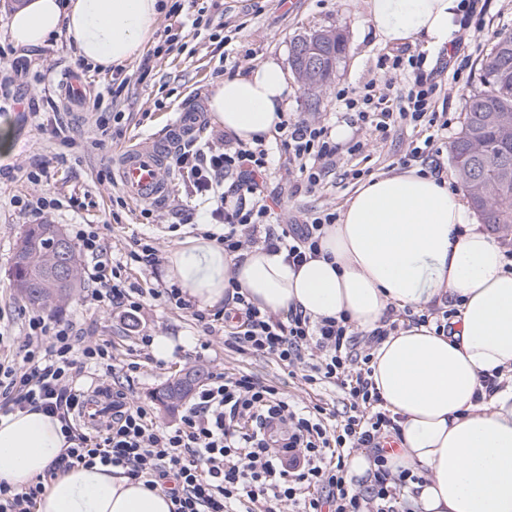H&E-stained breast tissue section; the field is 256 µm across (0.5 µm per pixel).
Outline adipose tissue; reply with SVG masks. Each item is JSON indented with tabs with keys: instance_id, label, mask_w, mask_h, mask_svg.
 Returning a JSON list of instances; mask_svg holds the SVG:
<instances>
[{
	"instance_id": "ef3b65f1",
	"label": "adipose tissue",
	"mask_w": 512,
	"mask_h": 512,
	"mask_svg": "<svg viewBox=\"0 0 512 512\" xmlns=\"http://www.w3.org/2000/svg\"><path fill=\"white\" fill-rule=\"evenodd\" d=\"M160 0H19L7 18L16 48L64 36L100 73L133 60L154 32ZM378 42L447 47L459 0H365ZM213 123L245 142L269 139L288 109V76L274 60L215 82ZM321 254L293 268L261 247L235 258L204 235L164 263L167 283L201 309L224 303L229 279L261 311L299 307L311 319L348 315L368 333L388 308H455L451 335L407 324L372 351L371 379L396 418L392 468L415 475L414 512H512V270L498 237L478 224L461 190L412 167L363 182L320 240ZM502 388L486 392L482 378ZM68 443L58 417L33 408L0 416V482L28 486ZM172 502L123 469L76 466L59 474L36 512H171Z\"/></svg>"
}]
</instances>
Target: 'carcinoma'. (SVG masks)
<instances>
[{
	"mask_svg": "<svg viewBox=\"0 0 512 512\" xmlns=\"http://www.w3.org/2000/svg\"><path fill=\"white\" fill-rule=\"evenodd\" d=\"M317 45L321 61L316 73L317 91L331 81L346 52V39L337 30H316L293 40V64L300 62L306 48ZM480 88L467 99L459 136L451 146L452 160L461 185L479 215L489 212L491 231L507 241L512 232V131L484 122L487 112H500L512 122V30L497 33L480 67ZM55 225L31 224L20 239L10 276L17 293L27 302L47 307L69 297L81 287L74 276L58 285L43 269L44 256L56 247ZM190 394L186 376L169 382L158 392L157 400L174 409Z\"/></svg>",
	"mask_w": 512,
	"mask_h": 512,
	"instance_id": "1",
	"label": "carcinoma"
}]
</instances>
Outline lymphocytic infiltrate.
I'll return each mask as SVG.
<instances>
[{
  "label": "lymphocytic infiltrate",
  "mask_w": 512,
  "mask_h": 512,
  "mask_svg": "<svg viewBox=\"0 0 512 512\" xmlns=\"http://www.w3.org/2000/svg\"><path fill=\"white\" fill-rule=\"evenodd\" d=\"M392 80L368 84L366 91L347 99L360 133L341 144L325 124L282 118L276 145L298 169L292 194L312 193L323 184L336 154L363 153L370 139L412 128L416 134L403 166L423 162L430 173L443 172L445 135L452 124L445 103L450 95L426 69L423 56L399 51L390 59ZM45 131L62 150L54 161L35 159L20 168L21 178L35 184L53 179L55 164L64 163L75 139L62 118L43 120ZM272 154L265 141L243 142L225 134L214 142L184 143L170 168L206 204L212 223L222 225L218 240L225 253L246 246L285 251L293 264L320 254L326 225L336 223L335 210L316 211L302 222L284 226L275 220L279 194L268 191ZM72 235L85 263L96 301L138 320L147 298L164 299L192 313L206 334L220 331L224 343L240 354L273 359L291 368L308 386L334 385L347 400L343 417L318 403L290 399L273 381L238 370L210 378L191 397L178 423L160 426L148 406L119 402L112 423L102 433L77 432L70 420L82 395L81 377L99 372L117 375L107 345L81 337L74 322L36 315L28 320L27 340L15 358L0 360V411L35 407L56 415L71 448L45 476L19 490L0 483V512H34L48 479L79 465L100 463L144 479L147 487L169 494L173 512H241L245 504H261L263 512H401L399 494L408 471L392 473L379 452V441L398 432L394 418L370 379L371 356L359 351L354 329L346 318L312 320L289 308L286 317L261 312L241 288L226 296L222 310L206 314L181 296L178 288H142L121 278L104 235L98 229L76 227ZM452 313L436 307L422 312L388 309L371 333L380 343L405 322L448 329ZM374 449V480L366 489L349 475L354 450Z\"/></svg>",
  "instance_id": "f902f5d3"
}]
</instances>
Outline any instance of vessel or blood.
<instances>
[{"instance_id": "obj_1", "label": "vessel or blood", "mask_w": 512, "mask_h": 512, "mask_svg": "<svg viewBox=\"0 0 512 512\" xmlns=\"http://www.w3.org/2000/svg\"><path fill=\"white\" fill-rule=\"evenodd\" d=\"M197 109H189L168 124L165 133L122 150L117 175L127 196L138 204L161 205L169 195V183L163 176L171 151L198 128ZM81 417L92 426L105 424L112 416V394L100 389L97 397L83 399Z\"/></svg>"}]
</instances>
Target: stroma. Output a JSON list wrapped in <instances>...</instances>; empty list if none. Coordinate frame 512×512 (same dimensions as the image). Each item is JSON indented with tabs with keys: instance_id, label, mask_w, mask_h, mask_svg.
I'll list each match as a JSON object with an SVG mask.
<instances>
[{
	"instance_id": "1",
	"label": "stroma",
	"mask_w": 512,
	"mask_h": 512,
	"mask_svg": "<svg viewBox=\"0 0 512 512\" xmlns=\"http://www.w3.org/2000/svg\"><path fill=\"white\" fill-rule=\"evenodd\" d=\"M489 10L482 43L472 54L468 90L479 86L477 69L488 53L495 35L512 29V0H488ZM199 35L191 39L181 53L154 60L148 75H141L139 60L123 64L129 84L120 97L106 90L110 74L85 72L64 37H56L42 48L27 51L31 62L27 74L16 76L13 89L18 104L0 112V127L13 132L9 151L0 152V323L7 325L15 345H22L30 317L43 314L63 321H74L83 328L87 340L107 344L117 364L137 363L129 386L128 402L148 405L157 422L170 426L177 422L179 410L165 409L156 399L157 392L168 381L193 368L206 373L246 369L281 386L299 401L323 399L332 413L343 415L344 395L340 389L326 386L310 390L291 378L287 368L275 361L251 354H239L224 346L223 333L205 336L201 323L190 313L166 305L163 300H148L144 310L143 329L135 331L132 322H122L111 311L94 300L91 288H81L65 302L46 308L30 305L14 291L10 280L15 246L32 219L12 203L13 197H35L39 186L8 176L9 167L25 165L37 156L51 159L60 152L58 141L41 131L29 114L30 104L41 111L58 113L74 128L76 134L90 135L96 118L89 112L88 101L100 100L103 108L122 112V133L114 137L113 149H120L132 139L159 136L171 120L189 105L206 106L209 89L217 79L218 70L245 74L268 60L291 69V45L300 35L321 29H336L347 39L346 54L331 82L311 104L298 79H291L288 113L331 127L346 128L355 133L351 113L337 98L339 89L355 95L368 83L380 84L390 73L381 61L390 54V47L379 44L367 21L362 0H210L208 11L200 18ZM75 78L85 88V102H77L65 94L63 82ZM411 130L400 131L387 140L371 145L360 155L337 156L322 188L315 193L288 196L290 186L288 160L276 156L269 188L283 193L278 220L289 224L302 220L304 214L329 207L342 210L354 193L356 182L344 179V170L363 169L377 176L400 169V160L409 148ZM69 162L56 168L53 189L61 198L74 197L75 207L58 211L52 222L62 230L74 224H94L104 228L115 257H123L131 238L149 234L155 237L162 253H169L184 238L194 235V228L183 226L168 231L170 212L178 205H195L190 189L176 174H168L171 186L166 204L155 209L151 218H143L135 204L118 206L114 198L120 190L111 183H99L100 173L111 170V158H86L83 148L69 150ZM166 336L175 344L170 360L157 359L152 349L140 347L139 333ZM208 340L207 350H200L201 340Z\"/></svg>"
}]
</instances>
